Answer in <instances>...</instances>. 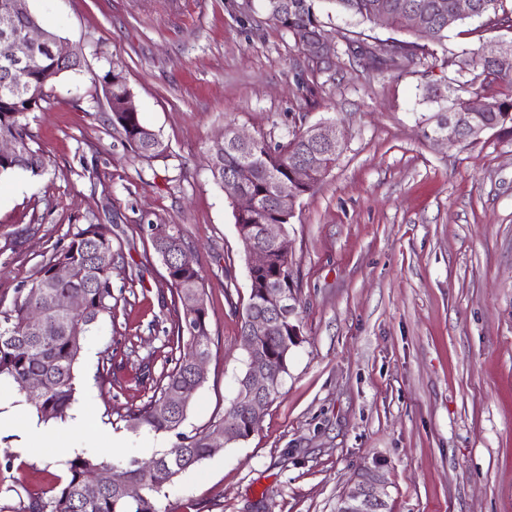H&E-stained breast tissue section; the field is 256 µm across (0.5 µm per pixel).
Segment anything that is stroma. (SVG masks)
<instances>
[{
  "mask_svg": "<svg viewBox=\"0 0 512 512\" xmlns=\"http://www.w3.org/2000/svg\"><path fill=\"white\" fill-rule=\"evenodd\" d=\"M42 28L78 51L81 71L47 88L29 115L50 166L0 177V311L56 244L108 224L124 256L112 311L86 336L72 412L122 434L98 459L124 469L177 439L136 428L168 371L177 314L149 227L180 234L203 276L211 332L206 380L184 433L230 406L246 370L247 261L233 205L210 172L232 126L269 144L335 123V165L287 225L302 341L258 428L176 477L162 512H336L364 470L378 471L388 512H512V135L449 144L436 134L455 78L448 55L490 51L512 30L468 20L446 52L398 70L343 54L358 31L373 48L393 29L322 8L341 52L313 64L260 0H28ZM120 72L167 159L135 156L102 115L107 71ZM112 374L100 378L102 360ZM0 433V512H23L65 480L78 441Z\"/></svg>",
  "mask_w": 512,
  "mask_h": 512,
  "instance_id": "stroma-1",
  "label": "stroma"
}]
</instances>
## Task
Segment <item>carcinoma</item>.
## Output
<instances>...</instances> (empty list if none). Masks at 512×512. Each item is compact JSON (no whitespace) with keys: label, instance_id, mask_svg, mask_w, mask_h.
Returning a JSON list of instances; mask_svg holds the SVG:
<instances>
[{"label":"carcinoma","instance_id":"1","mask_svg":"<svg viewBox=\"0 0 512 512\" xmlns=\"http://www.w3.org/2000/svg\"><path fill=\"white\" fill-rule=\"evenodd\" d=\"M452 0H288V10L273 18L275 24L292 37H304L322 27L319 11L321 3L360 23H373L375 15L385 11L392 29L405 35L395 41L398 52L378 55L369 52L377 69H399L416 63L425 54L446 50L448 19L439 15L436 2ZM0 0V30L9 26L18 31L38 23L30 11L14 16L4 23ZM409 10L421 12L430 29L424 33L405 26L404 14ZM6 44L0 40V137L20 142L22 151L10 160H0V175L23 172L32 177L43 175L48 161L30 131L25 103L34 96L45 97L38 82L40 74L52 70L57 74L74 70L66 61L53 59L46 51L37 50L28 66L11 67L5 61ZM459 71H471L480 87L490 91L487 106L481 112L466 111V99H451L450 109L463 112L467 126H479L500 134L512 135V49L507 55L490 60L483 55L463 56L456 61ZM126 80L119 72L112 73V90L107 97L109 112L105 121L118 132L125 143L140 158L166 157L168 146L151 128L143 124L139 113L124 111ZM228 143L224 155L213 160L210 171L219 184L227 178L238 180L241 189L256 199L252 211L233 212L234 223L246 227L242 243L262 244L260 224H288L291 216L280 211L276 197L288 189L297 197L312 193L323 176L336 163L340 151L319 149L311 139L312 127H298L288 132L282 144L271 146L264 137H256L243 144L234 140V128L226 129ZM309 167L308 181L298 183L293 178L294 167ZM151 244L161 258H169L166 267L174 306L179 310L176 339L173 344L179 356L174 366L157 383L152 399L130 414L136 428L155 433H173L179 443L152 458L146 465L137 460L125 469L128 478L138 484L142 494L129 499L118 491L103 486L91 492L86 488L87 472L108 463L94 457L77 456L67 461L65 482L47 499H34L28 512H161L160 497L165 488L182 472L196 466L217 452L215 442L224 438V429L237 437L248 438L258 427L256 419L238 398L224 414L205 430L188 435L180 431L187 410L205 378L196 370L195 361L210 354V330L203 278L181 236L165 225H149ZM267 268L256 272L251 282L249 298L242 314L241 336H246L247 315L261 309L264 293L269 288L283 287L292 293L295 281L290 262L273 248H268ZM121 257L114 248L112 229L106 224H86L77 230L66 244L53 251L40 270V276L17 291L11 307L0 311V379L9 380L18 391H24L27 378L39 376L45 382V391L34 404L37 417L44 422L62 420L74 402L75 374L85 336L97 325L100 317L112 312V265ZM65 264L72 270V279L65 283L54 281L52 270ZM80 291L84 295L81 321L73 323L70 315L55 308L56 296L65 291ZM38 307L46 317L40 330L34 331L26 323V310ZM297 310L283 317L269 337H257L255 354L269 366L288 371V355L301 343ZM178 394L182 407L165 408L163 397Z\"/></svg>","mask_w":512,"mask_h":512}]
</instances>
